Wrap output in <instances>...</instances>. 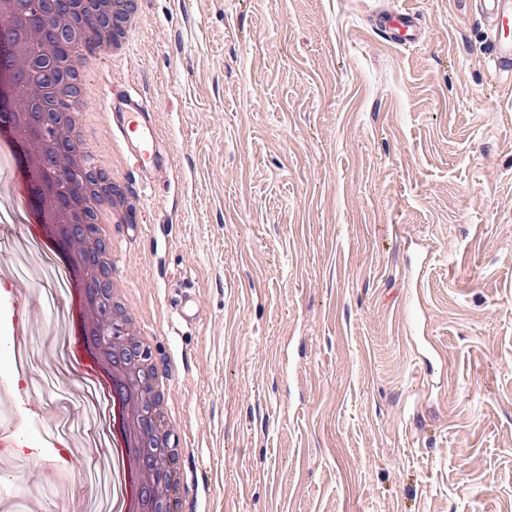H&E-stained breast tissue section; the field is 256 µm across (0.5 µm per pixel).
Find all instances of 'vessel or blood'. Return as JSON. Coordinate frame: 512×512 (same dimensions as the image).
<instances>
[{"label": "vessel or blood", "instance_id": "obj_1", "mask_svg": "<svg viewBox=\"0 0 512 512\" xmlns=\"http://www.w3.org/2000/svg\"><path fill=\"white\" fill-rule=\"evenodd\" d=\"M482 14L491 22L488 66L492 75L512 77V0H479ZM381 29L394 37L396 44L410 46L421 35L416 14L403 9L381 17ZM107 122L138 169L155 170L171 163V151L159 142L153 123L154 105L138 92L110 90L103 100Z\"/></svg>", "mask_w": 512, "mask_h": 512}]
</instances>
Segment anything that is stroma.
<instances>
[{"mask_svg":"<svg viewBox=\"0 0 512 512\" xmlns=\"http://www.w3.org/2000/svg\"><path fill=\"white\" fill-rule=\"evenodd\" d=\"M475 2L142 0L92 74V131L140 212L115 234L182 422V512H512V81L485 68ZM396 8L422 18L413 48L377 26ZM113 84L156 107L173 162L151 178L100 134ZM0 207L6 503L111 512L112 422L6 166Z\"/></svg>","mask_w":512,"mask_h":512,"instance_id":"35a3bbf8","label":"stroma"}]
</instances>
